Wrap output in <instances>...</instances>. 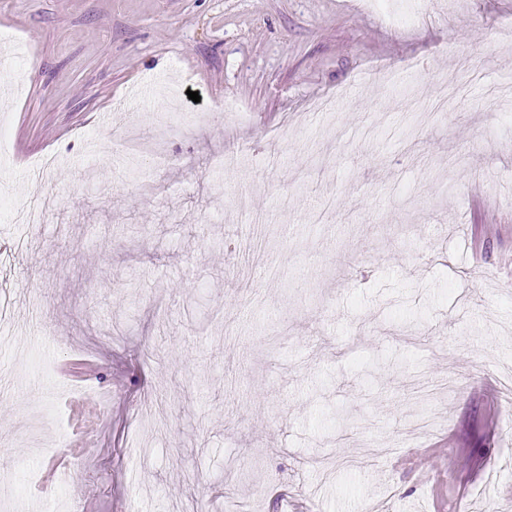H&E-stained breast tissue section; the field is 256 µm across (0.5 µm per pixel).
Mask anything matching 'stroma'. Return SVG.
I'll return each instance as SVG.
<instances>
[{
    "instance_id": "stroma-1",
    "label": "stroma",
    "mask_w": 512,
    "mask_h": 512,
    "mask_svg": "<svg viewBox=\"0 0 512 512\" xmlns=\"http://www.w3.org/2000/svg\"><path fill=\"white\" fill-rule=\"evenodd\" d=\"M2 37L0 491L512 512V0H0Z\"/></svg>"
}]
</instances>
